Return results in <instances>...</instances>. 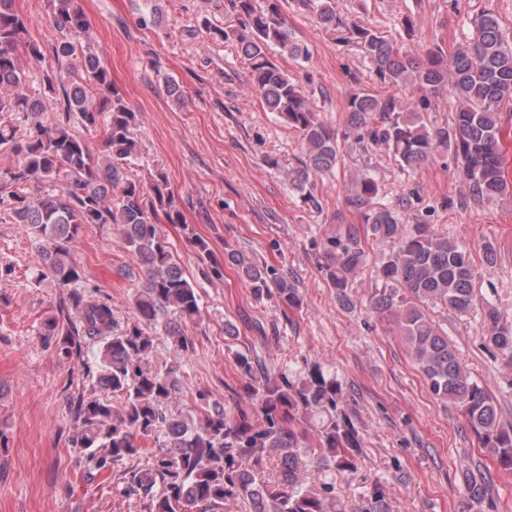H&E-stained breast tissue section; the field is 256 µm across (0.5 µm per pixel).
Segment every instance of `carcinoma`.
<instances>
[{
  "mask_svg": "<svg viewBox=\"0 0 512 512\" xmlns=\"http://www.w3.org/2000/svg\"><path fill=\"white\" fill-rule=\"evenodd\" d=\"M56 23L66 35L55 46L59 67L76 80L60 87L56 74H46L34 90L26 87L16 52L22 48L37 58L40 45L29 34V21L15 0H0V222L25 224L41 242L37 271L41 278L68 288L80 279L74 243L87 224L121 227L132 256L146 267L147 282L135 299L139 321L164 324L173 338L176 356L193 350L185 328L200 314L196 286L184 275L171 251L162 224L183 223L172 207L166 175L157 173L147 184L129 177L126 166L138 154L131 129L134 112L112 82L110 70L80 49L78 36L86 29L78 0H52ZM317 22L341 40L355 44L375 79L402 92L420 89L426 96L448 93L458 106L453 122L437 124L423 112L407 113L400 98L363 90L347 104L348 131L360 140L386 145L401 169L415 170L449 152L465 177L475 200H490L505 190L499 153L501 104L512 98V46L506 42L495 13L486 9L470 20L467 46L453 56L440 48L414 54L391 43L378 30L344 26L336 15V0H309ZM238 27L230 30L201 24L216 39H232L251 68L255 93L278 119L297 131L305 149L301 167L286 173L289 185L303 199L314 198V177L336 168L341 142L335 128L319 121L316 107L299 85L270 58L272 45L296 61L310 56L309 48L292 40L276 5L267 9L254 0H233ZM63 96L65 112H75L85 128L103 125L105 158L74 133L70 118L46 124L38 119L43 100ZM31 119L18 134L14 116ZM63 180L56 195L29 197L20 186L31 181ZM120 189L117 200L109 198ZM347 204L360 213L362 224H349L331 241L327 283L345 309L356 307L352 284L366 265V246L388 251L374 270L381 287L370 307L397 325L431 393L452 402L488 450L499 471L512 473V425L497 420L493 399L474 380L457 349L430 315L436 308L474 315L486 327L487 343L512 362V323L506 325L498 308L478 300L467 247L429 224H410L399 205L381 195L366 173L352 180ZM239 275L258 299L276 300L288 308L301 305V296L288 278L268 267L236 259ZM60 314L47 319L43 335L65 331L59 353L81 357L89 342L103 344V395L79 398L74 414L82 429L75 447L89 450L97 469L122 463L137 454L134 437H152L158 451L143 465L125 473V489L149 500L150 512H220L227 502L242 503L245 512H347L336 496V475L359 470L356 431L341 416L342 390L336 376L314 366L296 379L263 371L258 356L237 353L236 366L246 379L250 406L234 411L198 395L201 415H169L167 405L178 389V369L152 370L144 365L152 340L135 325L115 332L112 308L90 296L69 293L59 298ZM76 311L71 319L67 310ZM124 397L114 414L108 393ZM314 459L320 472L307 485L298 474L304 458ZM277 478L268 474L271 460ZM492 473L471 477L468 500H488ZM363 512H389L381 482L364 493Z\"/></svg>",
  "mask_w": 512,
  "mask_h": 512,
  "instance_id": "obj_1",
  "label": "carcinoma"
}]
</instances>
